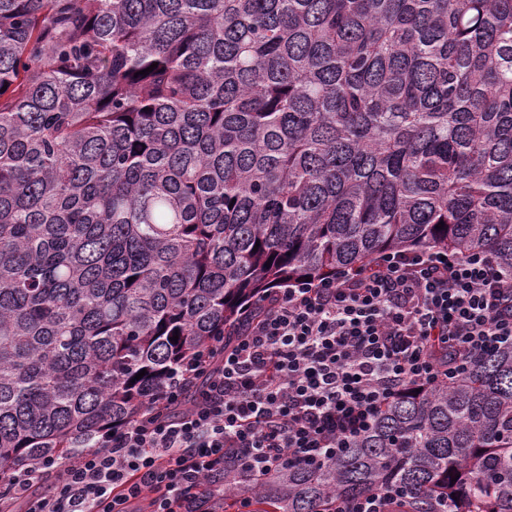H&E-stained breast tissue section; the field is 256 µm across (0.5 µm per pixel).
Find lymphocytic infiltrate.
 I'll return each mask as SVG.
<instances>
[{
    "instance_id": "1",
    "label": "lymphocytic infiltrate",
    "mask_w": 512,
    "mask_h": 512,
    "mask_svg": "<svg viewBox=\"0 0 512 512\" xmlns=\"http://www.w3.org/2000/svg\"><path fill=\"white\" fill-rule=\"evenodd\" d=\"M512 347V289L487 253L395 252L252 305L114 435L0 477V512H211L224 472L322 463L393 400Z\"/></svg>"
}]
</instances>
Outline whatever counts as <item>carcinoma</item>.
Wrapping results in <instances>:
<instances>
[{"label": "carcinoma", "instance_id": "carcinoma-1", "mask_svg": "<svg viewBox=\"0 0 512 512\" xmlns=\"http://www.w3.org/2000/svg\"><path fill=\"white\" fill-rule=\"evenodd\" d=\"M3 86L0 473L126 427L285 284L422 248L512 283V0H0ZM391 486L512 512V348L322 465L224 471V512Z\"/></svg>", "mask_w": 512, "mask_h": 512}]
</instances>
